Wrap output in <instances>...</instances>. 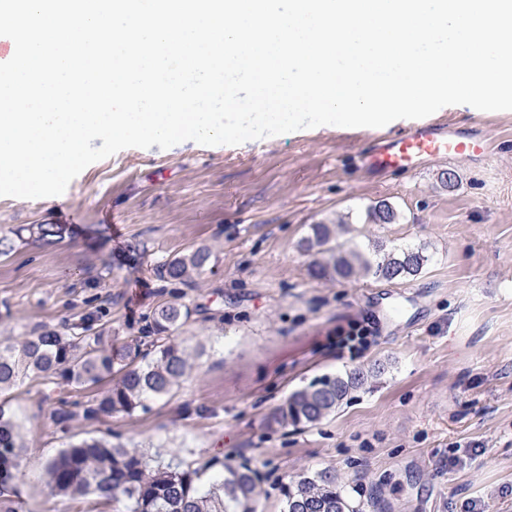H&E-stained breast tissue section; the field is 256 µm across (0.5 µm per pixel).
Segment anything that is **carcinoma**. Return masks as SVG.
I'll list each match as a JSON object with an SVG mask.
<instances>
[{
	"label": "carcinoma",
	"mask_w": 512,
	"mask_h": 512,
	"mask_svg": "<svg viewBox=\"0 0 512 512\" xmlns=\"http://www.w3.org/2000/svg\"><path fill=\"white\" fill-rule=\"evenodd\" d=\"M374 224H395L398 211L383 203L367 211ZM61 224H26L13 236L0 237V256L11 253L18 241L30 237L50 241L62 238ZM327 224H315L303 244L310 250L325 248L330 259L318 265L317 275L346 280L358 271L395 280L415 276L429 257L421 247H394L383 256H367L354 248L332 243ZM211 253L198 247L157 267L160 277L184 286L195 283ZM191 309L178 301L158 306L152 314V353L142 351V341L108 342L91 323L68 332L51 328L34 330L17 339L0 336V393L25 379L45 384L83 387L107 377L117 378L112 389L86 408L89 416L134 412L147 398L168 394L185 376L191 353L177 341L176 333L191 317ZM381 368L358 369L345 376L328 377L295 391L271 416L280 426L313 425L336 411L350 391L363 386ZM23 448L18 426L0 409V488L12 484ZM213 475L183 460L150 464L144 455L104 440H83L70 445L49 461L51 487L70 496L95 494L122 506L123 512H257L259 473L246 464L211 465ZM283 512H358L336 487L333 470L293 479L283 488Z\"/></svg>",
	"instance_id": "obj_1"
}]
</instances>
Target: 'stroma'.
Instances as JSON below:
<instances>
[{"mask_svg":"<svg viewBox=\"0 0 512 512\" xmlns=\"http://www.w3.org/2000/svg\"><path fill=\"white\" fill-rule=\"evenodd\" d=\"M435 117L482 132L490 154L372 174L362 155L409 120L324 125L235 146L126 148L62 195L0 197V236L22 224L69 228L0 256V334L90 321L147 346L155 307L177 297L193 311L179 337L196 353L170 395L131 414L85 417L109 379L15 386L7 398L24 447L0 506L118 512L48 487V461L96 437L200 465L249 462L258 512H282L289 477L325 468L361 512H462L468 500L512 512V111L452 105ZM448 171L451 187L440 180ZM383 201L400 223H365ZM314 224L367 252L422 246L430 260L406 279L319 278L325 254L301 245ZM200 246L211 262L196 284L159 277L161 262ZM356 322L372 325L370 344L338 356L337 333ZM373 365L382 374L320 423H271L296 389Z\"/></svg>","mask_w":512,"mask_h":512,"instance_id":"stroma-1","label":"stroma"}]
</instances>
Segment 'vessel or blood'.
Returning a JSON list of instances; mask_svg holds the SVG:
<instances>
[{"label": "vessel or blood", "instance_id": "b4317fda", "mask_svg": "<svg viewBox=\"0 0 512 512\" xmlns=\"http://www.w3.org/2000/svg\"><path fill=\"white\" fill-rule=\"evenodd\" d=\"M489 143L484 135L471 128L449 127L435 122L410 126L406 131L378 139L366 158L374 172L408 171L426 157L439 159L472 158L484 154Z\"/></svg>", "mask_w": 512, "mask_h": 512}]
</instances>
